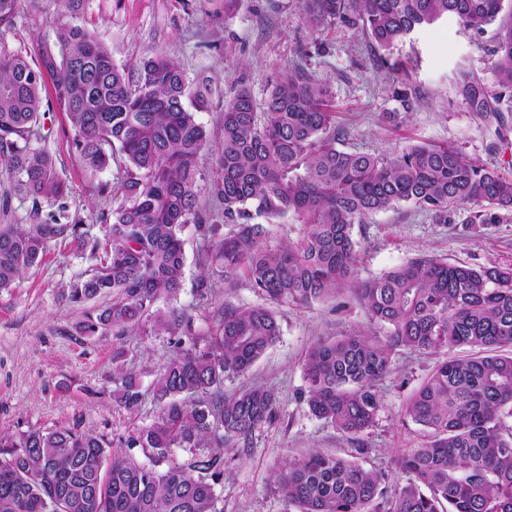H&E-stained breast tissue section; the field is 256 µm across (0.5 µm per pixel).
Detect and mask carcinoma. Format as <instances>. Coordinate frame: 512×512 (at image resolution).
I'll return each instance as SVG.
<instances>
[{
    "label": "carcinoma",
    "mask_w": 512,
    "mask_h": 512,
    "mask_svg": "<svg viewBox=\"0 0 512 512\" xmlns=\"http://www.w3.org/2000/svg\"><path fill=\"white\" fill-rule=\"evenodd\" d=\"M19 0H0V158L8 167V199L31 202V224L0 225V292L38 264L51 240L91 246L93 273L67 298L112 303L76 325L82 336L140 329L166 334L173 354L155 382L157 421L114 441L76 429L0 436V512H219L215 486L224 479V449L249 448L255 430L277 410L263 386L224 394L278 340L272 305H306L349 281L358 304L385 338L362 332L319 340L305 357L308 404L318 418L354 441L373 426L378 385L399 348L435 351L467 346L476 354L437 363L408 403L428 441L398 461L404 476L393 495L385 476L336 455L314 451L272 474L284 503L297 512H512V265L472 267L419 257L379 276L354 280L356 224L401 204L446 223L458 206L487 204L473 224H495L512 209V176L466 159L448 144H414L393 156L339 147L343 129L329 84L302 69L279 79L263 111L241 88L224 103L223 141L212 196L224 223L199 206V162L205 129L187 101L194 97L180 64L163 52L129 68L75 23L56 27L37 67L8 49ZM443 18L477 35L494 28L492 70L501 91L486 96L463 72L458 89L480 114L512 112V3L506 0H304L311 29L336 24L360 31L390 54L414 31ZM76 132V161L101 171L116 161L123 175L104 237L62 223L68 194L37 134L45 78ZM57 206L48 212L44 206ZM292 215L303 226L293 244L272 247L256 216ZM194 227L201 263L231 286L238 274L267 300L247 309L224 304L206 336L192 310L173 305L182 289V232ZM167 308L158 307L159 302ZM125 408L142 399L136 374L113 378ZM141 448L152 464L119 452ZM187 448L181 464L171 449ZM166 465L160 470L158 466Z\"/></svg>",
    "instance_id": "carcinoma-1"
}]
</instances>
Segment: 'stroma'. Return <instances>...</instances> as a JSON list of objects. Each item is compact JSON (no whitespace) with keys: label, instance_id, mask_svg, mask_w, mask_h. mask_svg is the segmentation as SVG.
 <instances>
[{"label":"stroma","instance_id":"stroma-1","mask_svg":"<svg viewBox=\"0 0 512 512\" xmlns=\"http://www.w3.org/2000/svg\"><path fill=\"white\" fill-rule=\"evenodd\" d=\"M75 21L103 41L113 62L129 66L156 50L181 65L202 104L196 118L211 147L200 164L197 196L201 207L217 212L211 196L218 175L215 151L222 141L224 103L240 88L264 105L276 80L297 69L324 78L335 95L343 149L389 155L418 142L455 144L467 159L502 172L512 171V112L506 130L472 112L457 87L460 72L473 73L488 94L500 87L490 69L491 37L478 36L458 21L443 19L419 29L394 50L388 61L360 32L325 27L310 30L303 0H241L225 14L224 0H82L71 11L66 0H21L14 26L0 39L38 64L41 47L53 39L56 23ZM413 94L411 107L396 97ZM40 130L59 175L68 185L64 200L70 223L85 225L90 237H102L111 219L121 178L118 165L89 172L75 161V133L50 90H43ZM475 205L454 209L448 223L402 205L377 212L355 225L358 278L382 275L416 257L441 258L473 267L512 264V211L496 224H475ZM186 263L177 303L195 310V329L205 334L212 309L232 304L247 308L263 297L242 278L233 287L216 286L207 306L196 287L205 269L198 260L202 243L193 226L183 231ZM89 252L49 242L42 261L25 271L15 288L0 293V434L30 428H78L93 434L124 435L152 425L158 417L155 373L172 352L168 336H81L75 325L84 307L67 299L71 282L88 276ZM280 325L276 343L244 376L225 380V393L261 385L273 390L275 418L256 429L248 449L224 451V479L215 488L220 512H285L270 475L287 462L314 451L351 457L355 444L310 411L304 360L320 339L370 331L350 287L307 305L275 308ZM137 374L143 397L138 408L120 404L112 376L115 349ZM461 348L437 352L399 349L392 372L381 382V408L362 440V464L385 473L395 490L399 457L426 440L407 413L413 392L445 358L464 356Z\"/></svg>","mask_w":512,"mask_h":512}]
</instances>
